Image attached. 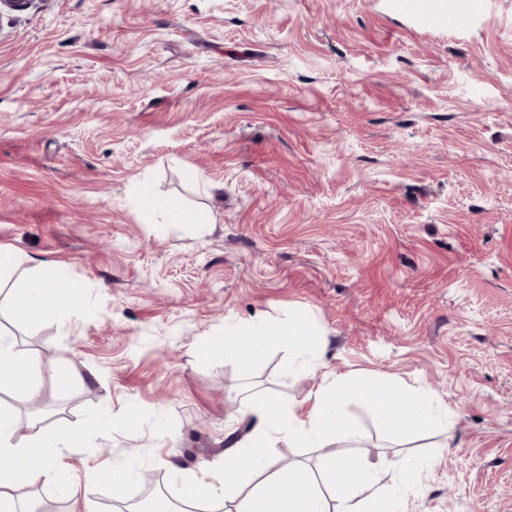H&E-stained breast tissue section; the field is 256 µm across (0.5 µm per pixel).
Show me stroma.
Returning <instances> with one entry per match:
<instances>
[{"label": "stroma", "instance_id": "35a3bbf8", "mask_svg": "<svg viewBox=\"0 0 512 512\" xmlns=\"http://www.w3.org/2000/svg\"><path fill=\"white\" fill-rule=\"evenodd\" d=\"M464 31L385 0H30L0 17V245L88 285L22 348L86 376L41 406L85 429L63 462L97 512L100 467L203 473L239 392L304 412L321 372L287 349L247 366L196 347L254 320L315 316L325 369L433 389L447 433L397 437L349 403L408 512H512V0ZM161 196L210 232L144 224ZM138 407L125 427L120 411ZM112 412V431L94 419Z\"/></svg>", "mask_w": 512, "mask_h": 512}]
</instances>
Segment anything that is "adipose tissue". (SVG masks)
<instances>
[{
	"mask_svg": "<svg viewBox=\"0 0 512 512\" xmlns=\"http://www.w3.org/2000/svg\"><path fill=\"white\" fill-rule=\"evenodd\" d=\"M82 289L71 282L67 268L43 265L16 288L9 306L14 324L25 325L39 316L69 321L85 309ZM288 349L296 358L293 374L322 371L324 383L310 396L304 413L271 399L265 391L242 396L240 415L249 421L241 438L233 439L212 475L189 474L170 467L173 481L187 490L192 502H207L215 512H398L381 484L385 462L368 463L333 453L321 460L320 475L295 464H279L270 452L276 436L294 444L322 446L336 432L358 440V428L346 417L354 398L371 402L387 427L399 434L437 430L448 424L447 413L432 392L396 384L381 386L373 378H354L324 371L323 339L313 316L297 313L285 321L248 322L225 329L197 347L204 359L234 357L243 364L261 363L270 346ZM67 390L84 383V376L66 368L46 370L39 358L23 351L13 334L0 328V512H37L26 489L49 485L72 503L71 512H95L77 480L62 464L63 452L84 442L82 430L63 427L37 413L32 422L39 433L27 442L16 439L17 406L37 400L44 382ZM335 510H328V503Z\"/></svg>",
	"mask_w": 512,
	"mask_h": 512,
	"instance_id": "ef3b65f1",
	"label": "adipose tissue"
}]
</instances>
